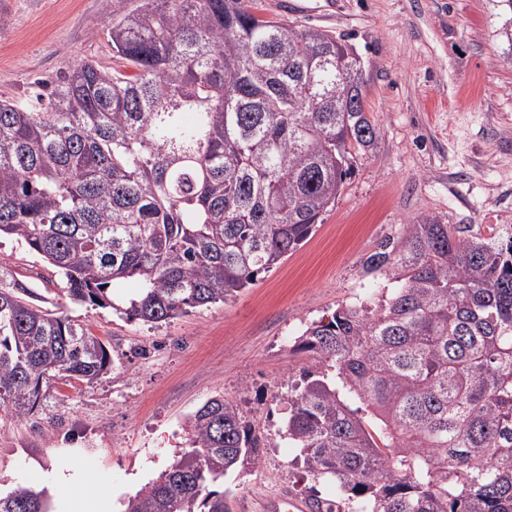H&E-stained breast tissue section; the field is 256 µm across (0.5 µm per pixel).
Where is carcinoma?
<instances>
[{"mask_svg":"<svg viewBox=\"0 0 512 512\" xmlns=\"http://www.w3.org/2000/svg\"><path fill=\"white\" fill-rule=\"evenodd\" d=\"M105 28L119 65L81 60L33 99H0V236L42 255L72 302L159 325L296 252L378 131L355 46L253 0H135ZM364 266L397 288L296 337L311 364L284 436L357 512H512V233L423 216ZM129 280L137 293L115 295ZM27 294L0 274V409L18 417L52 373L90 386L111 365L101 338ZM185 426L128 512H230L212 486L260 465L261 436L222 396ZM0 512L49 506L19 485Z\"/></svg>","mask_w":512,"mask_h":512,"instance_id":"cac0c4a2","label":"carcinoma"}]
</instances>
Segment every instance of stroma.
I'll return each mask as SVG.
<instances>
[{
	"label": "stroma",
	"mask_w": 512,
	"mask_h": 512,
	"mask_svg": "<svg viewBox=\"0 0 512 512\" xmlns=\"http://www.w3.org/2000/svg\"><path fill=\"white\" fill-rule=\"evenodd\" d=\"M131 0H0V95H28L35 79L73 62L112 61L105 22ZM264 14L348 37L369 77L366 106L376 149L355 165L314 234L277 268L226 302L159 326L70 302L53 267L0 239V266L33 303L63 313L107 345L112 367L92 386L54 377L41 407L0 409V491L31 485L61 449L127 504L187 447L184 422L208 398L236 401L264 436L259 467L217 485L232 512H260L272 495L316 483L284 437V403L310 363L293 344L338 303L377 305L385 273L363 263L424 215L478 229L512 225V56L497 35L496 0H257Z\"/></svg>",
	"instance_id": "stroma-1"
}]
</instances>
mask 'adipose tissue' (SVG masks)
I'll list each match as a JSON object with an SVG mask.
<instances>
[{
    "label": "adipose tissue",
    "mask_w": 512,
    "mask_h": 512,
    "mask_svg": "<svg viewBox=\"0 0 512 512\" xmlns=\"http://www.w3.org/2000/svg\"><path fill=\"white\" fill-rule=\"evenodd\" d=\"M57 497V512H115L112 487L104 479L91 478L81 458L75 454L59 458L54 469L34 483Z\"/></svg>",
    "instance_id": "obj_1"
}]
</instances>
